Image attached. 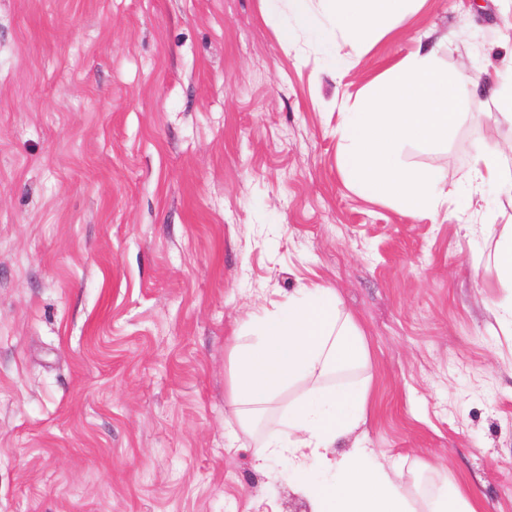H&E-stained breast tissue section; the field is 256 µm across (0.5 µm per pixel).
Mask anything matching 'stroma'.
<instances>
[{
    "label": "stroma",
    "mask_w": 512,
    "mask_h": 512,
    "mask_svg": "<svg viewBox=\"0 0 512 512\" xmlns=\"http://www.w3.org/2000/svg\"><path fill=\"white\" fill-rule=\"evenodd\" d=\"M512 0H426L332 70L262 0H0V512H308L227 397L243 327L336 289L370 351L356 430L417 498L512 512V330L477 147L512 139ZM428 39L468 88L408 164L452 194L412 216L348 187L336 127ZM433 462L421 471L420 460Z\"/></svg>",
    "instance_id": "1"
}]
</instances>
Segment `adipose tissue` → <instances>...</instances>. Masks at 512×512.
I'll return each mask as SVG.
<instances>
[{"instance_id":"ef3b65f1","label":"adipose tissue","mask_w":512,"mask_h":512,"mask_svg":"<svg viewBox=\"0 0 512 512\" xmlns=\"http://www.w3.org/2000/svg\"><path fill=\"white\" fill-rule=\"evenodd\" d=\"M280 36L290 27L314 34L331 66H347L339 45H373L425 0H263ZM460 84L437 60L427 41L374 79L336 128L344 180L372 200L389 199L410 215L435 214L447 199L444 175L404 160L407 147L430 148L447 141L460 116ZM503 148L479 147L472 156L476 179L512 192V167ZM247 342L229 353L233 404L249 406L242 428L276 395L305 385L279 428L258 448L255 466L288 459L290 479L304 494L309 512H479L459 485L446 495L416 504L396 468L375 449L357 445L338 453L339 443L362 422L369 396L356 373L367 363L363 331L342 307L335 289L318 283L297 288L273 311L245 330Z\"/></svg>"}]
</instances>
